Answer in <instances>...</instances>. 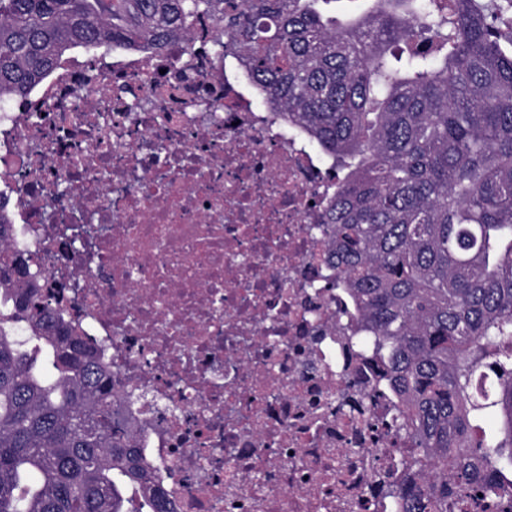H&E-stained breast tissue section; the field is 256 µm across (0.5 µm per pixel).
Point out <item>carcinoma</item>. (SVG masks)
Here are the masks:
<instances>
[{
    "instance_id": "carcinoma-1",
    "label": "carcinoma",
    "mask_w": 512,
    "mask_h": 512,
    "mask_svg": "<svg viewBox=\"0 0 512 512\" xmlns=\"http://www.w3.org/2000/svg\"><path fill=\"white\" fill-rule=\"evenodd\" d=\"M0 0V100L200 17L336 168V268L404 405L403 512H512V0ZM0 250V512H174L110 365Z\"/></svg>"
}]
</instances>
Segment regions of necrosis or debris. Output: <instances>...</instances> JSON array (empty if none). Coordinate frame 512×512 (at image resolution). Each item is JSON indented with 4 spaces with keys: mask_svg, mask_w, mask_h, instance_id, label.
I'll use <instances>...</instances> for the list:
<instances>
[{
    "mask_svg": "<svg viewBox=\"0 0 512 512\" xmlns=\"http://www.w3.org/2000/svg\"><path fill=\"white\" fill-rule=\"evenodd\" d=\"M335 190L203 23L0 104L6 245L111 365L175 512H402L399 402L328 285Z\"/></svg>",
    "mask_w": 512,
    "mask_h": 512,
    "instance_id": "4bbe7bcc",
    "label": "necrosis or debris"
}]
</instances>
